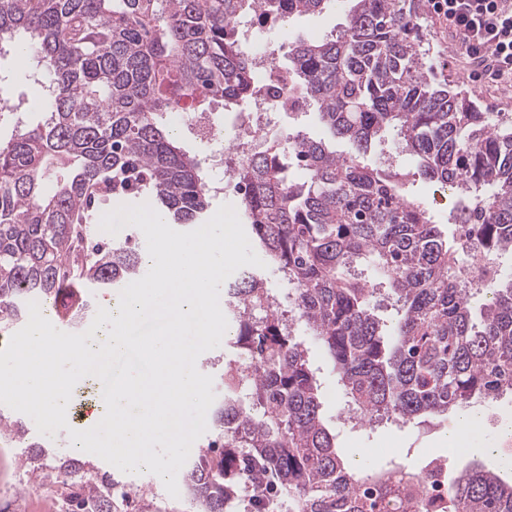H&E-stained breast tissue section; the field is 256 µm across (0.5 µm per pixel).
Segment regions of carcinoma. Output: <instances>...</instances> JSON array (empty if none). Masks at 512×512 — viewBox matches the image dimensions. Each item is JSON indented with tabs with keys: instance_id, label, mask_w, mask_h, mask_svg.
Masks as SVG:
<instances>
[{
	"instance_id": "cac0c4a2",
	"label": "carcinoma",
	"mask_w": 512,
	"mask_h": 512,
	"mask_svg": "<svg viewBox=\"0 0 512 512\" xmlns=\"http://www.w3.org/2000/svg\"><path fill=\"white\" fill-rule=\"evenodd\" d=\"M330 0H0V54L34 60L46 107L28 112L0 97L15 134L0 143V330L22 322L32 300L72 325L91 312L84 289L117 288L144 267L128 237L91 244L90 217L114 196L153 197L169 224H201L212 188L201 161L168 123L172 92L192 111L247 104L260 87L236 23L318 15ZM336 33L284 52L288 92L351 151L288 131L234 177L247 223L271 264L293 285L294 317L331 357L347 401L366 422L424 423L454 408L512 392V278L485 293L479 320L457 270L461 255L512 250V125L490 122L461 89L434 82L421 24L425 0H348ZM417 159L418 177L448 188L455 224L448 243L434 218L403 193L409 174L363 162L386 129ZM303 171L300 179L290 168ZM373 267L376 281L356 273ZM260 281L230 288L235 345L256 360L253 378L231 364L212 406L215 436L184 466L199 512H512V478L469 462L431 499L423 472L394 464L354 469L323 421L304 345L269 310ZM386 286L400 308L389 329L370 307ZM30 448V487L66 512H90L119 482L89 462L61 459L0 411V437Z\"/></svg>"
}]
</instances>
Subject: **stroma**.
<instances>
[{
  "mask_svg": "<svg viewBox=\"0 0 512 512\" xmlns=\"http://www.w3.org/2000/svg\"><path fill=\"white\" fill-rule=\"evenodd\" d=\"M345 19L344 0H330L322 14L290 20L269 29L267 36L279 45L301 38L314 39L330 33L344 23ZM422 24L430 34V57L435 77L439 81H449L465 89L478 102L482 111L501 112L512 119V86L487 85L463 72L452 58L454 39L448 28L428 13L424 14ZM408 194L412 200L434 215L447 237H454L455 226L450 220L454 201L450 192L438 184L418 179L409 183ZM237 329L236 319H229L220 346L202 353L197 359L198 370L212 376V391L219 397L224 394V364L237 355V350L232 345ZM298 338L307 347L316 370L323 419L335 433L336 446L342 454L360 451L369 458L371 465L377 467L395 463L419 470L433 458L446 459L449 469L458 467L459 462L448 447V436L456 427V411H449L447 416L425 426L399 421H385L359 428L343 424L340 408L345 397L337 384L332 362L306 331H299ZM481 418L479 449L473 452V460L490 466L501 458L512 459V443L506 439L507 434L512 433V394L485 403L481 409ZM121 479L123 483L134 484L140 490L144 502L174 507L178 512H197L187 494L171 497L162 479L155 474L125 473Z\"/></svg>",
  "mask_w": 512,
  "mask_h": 512,
  "instance_id": "stroma-1",
  "label": "stroma"
}]
</instances>
